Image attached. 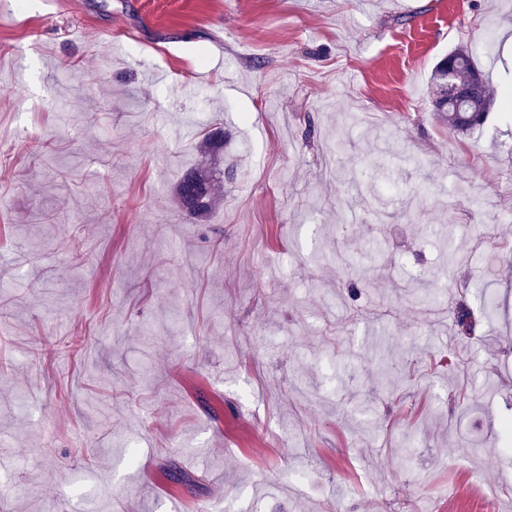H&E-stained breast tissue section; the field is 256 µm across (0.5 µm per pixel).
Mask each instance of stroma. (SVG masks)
Returning a JSON list of instances; mask_svg holds the SVG:
<instances>
[{"label":"stroma","instance_id":"1","mask_svg":"<svg viewBox=\"0 0 512 512\" xmlns=\"http://www.w3.org/2000/svg\"><path fill=\"white\" fill-rule=\"evenodd\" d=\"M461 45L512 88V0H0V512H512V110L437 119ZM213 179L200 167L185 172L176 188V197L180 207L189 215L207 216L215 207ZM454 322L460 335H474L478 324L474 308L468 302L460 301L454 313Z\"/></svg>","mask_w":512,"mask_h":512}]
</instances>
